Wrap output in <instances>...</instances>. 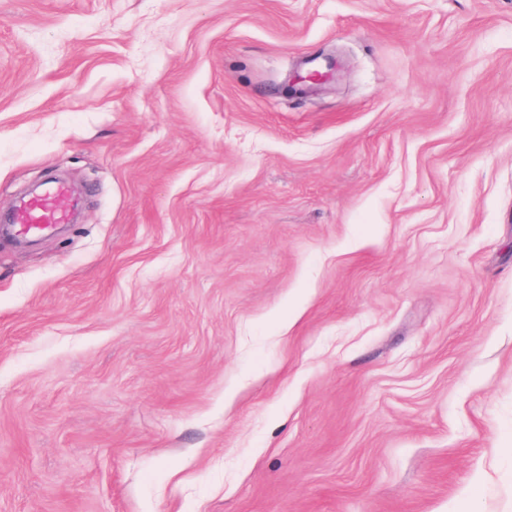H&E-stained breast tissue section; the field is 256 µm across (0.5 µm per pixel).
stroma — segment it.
I'll list each match as a JSON object with an SVG mask.
<instances>
[{
	"instance_id": "35a3bbf8",
	"label": "stroma",
	"mask_w": 512,
	"mask_h": 512,
	"mask_svg": "<svg viewBox=\"0 0 512 512\" xmlns=\"http://www.w3.org/2000/svg\"><path fill=\"white\" fill-rule=\"evenodd\" d=\"M52 175L0 512H512V0H0V211ZM317 58L312 59L309 63H315ZM338 70L337 62L333 60H327L326 63L319 64L315 63V65L307 72L306 76L299 75L298 82L299 83H307V82H326L330 79H333L336 76V72Z\"/></svg>"
}]
</instances>
